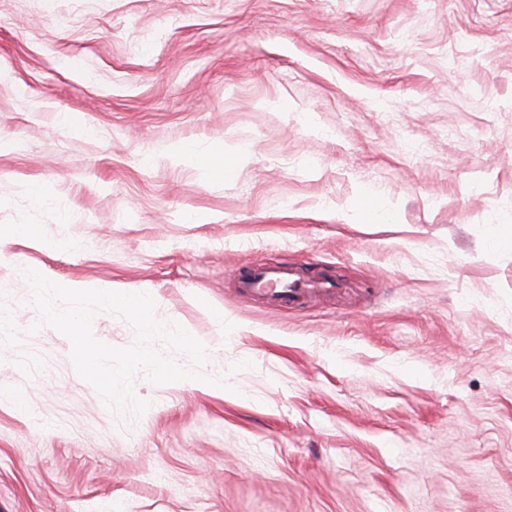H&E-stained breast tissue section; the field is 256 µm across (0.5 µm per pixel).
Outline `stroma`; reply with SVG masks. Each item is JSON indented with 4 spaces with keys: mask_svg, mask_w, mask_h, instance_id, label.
I'll list each match as a JSON object with an SVG mask.
<instances>
[{
    "mask_svg": "<svg viewBox=\"0 0 512 512\" xmlns=\"http://www.w3.org/2000/svg\"><path fill=\"white\" fill-rule=\"evenodd\" d=\"M0 240V512H512V0H0ZM28 269L226 388L110 411ZM302 283L300 270L294 265L264 264L252 269L239 281L245 291H259L265 294H285L294 296L299 293ZM280 286L281 288H278ZM273 287V288H272Z\"/></svg>",
    "mask_w": 512,
    "mask_h": 512,
    "instance_id": "obj_1",
    "label": "stroma"
}]
</instances>
